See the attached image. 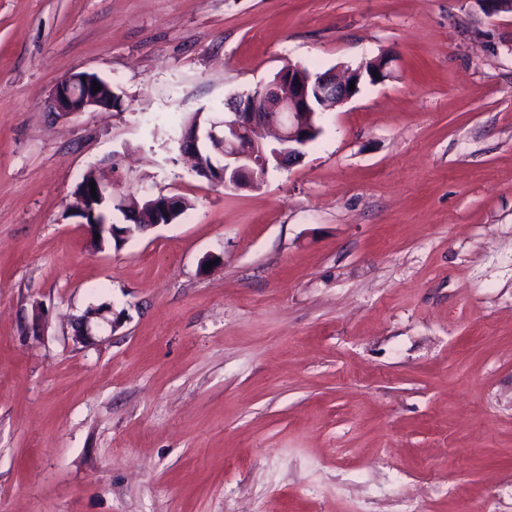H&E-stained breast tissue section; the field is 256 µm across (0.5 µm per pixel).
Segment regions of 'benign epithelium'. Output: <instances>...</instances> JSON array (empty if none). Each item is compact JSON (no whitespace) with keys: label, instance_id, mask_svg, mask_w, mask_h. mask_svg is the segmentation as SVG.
Listing matches in <instances>:
<instances>
[{"label":"benign epithelium","instance_id":"obj_1","mask_svg":"<svg viewBox=\"0 0 512 512\" xmlns=\"http://www.w3.org/2000/svg\"><path fill=\"white\" fill-rule=\"evenodd\" d=\"M392 63L393 59L379 56L341 74L330 70L310 75L290 63L275 79L259 86L257 96H234L223 115L210 116L203 125L185 128L179 150L190 159L191 170L196 175L211 182L220 178L224 185L237 189L244 182L255 188L264 181L271 164L291 165L303 157L304 149L313 142L312 135L321 129L324 112L357 94L362 79L379 84L391 78ZM95 80L96 77L86 72L63 78L52 91L49 110L59 118L68 119L90 110L111 109L102 92H92ZM352 81L355 85L351 90ZM265 129L274 133L276 144L257 138L258 131ZM110 197L108 185L94 177L75 194L70 204L73 214L85 220L92 242L116 234L121 238L130 234L127 229L116 233L104 213L98 210V204ZM168 203L167 198L160 204L155 221L139 225L137 232L144 234L170 224ZM106 313L103 308H90L78 318L72 336L74 343L89 341L90 324L94 321L113 325L114 321Z\"/></svg>","mask_w":512,"mask_h":512}]
</instances>
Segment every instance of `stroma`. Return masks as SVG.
Returning a JSON list of instances; mask_svg holds the SVG:
<instances>
[{"label": "stroma", "instance_id": "obj_1", "mask_svg": "<svg viewBox=\"0 0 512 512\" xmlns=\"http://www.w3.org/2000/svg\"><path fill=\"white\" fill-rule=\"evenodd\" d=\"M377 56L255 189L172 141L285 64ZM75 72L121 107L48 112ZM92 170L190 207L92 249ZM92 307L116 325L76 344ZM0 512H512V13L0 0Z\"/></svg>", "mask_w": 512, "mask_h": 512}]
</instances>
